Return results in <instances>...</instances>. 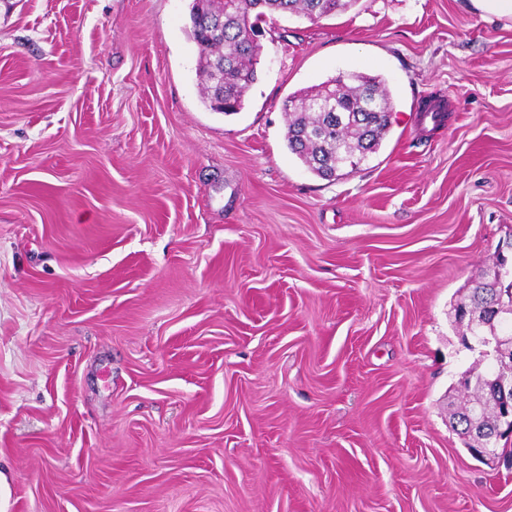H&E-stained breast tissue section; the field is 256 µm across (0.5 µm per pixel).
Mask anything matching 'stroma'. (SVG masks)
I'll use <instances>...</instances> for the list:
<instances>
[{
  "label": "stroma",
  "mask_w": 512,
  "mask_h": 512,
  "mask_svg": "<svg viewBox=\"0 0 512 512\" xmlns=\"http://www.w3.org/2000/svg\"><path fill=\"white\" fill-rule=\"evenodd\" d=\"M191 5L0 0V512H512L449 424L512 259V16L277 19L227 116ZM341 72L392 126L323 179L283 103ZM501 288L483 282L476 284L470 295L469 315L474 319L484 320L485 311L496 304L495 298L501 299Z\"/></svg>",
  "instance_id": "obj_1"
}]
</instances>
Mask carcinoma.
<instances>
[{
  "label": "carcinoma",
  "instance_id": "cac0c4a2",
  "mask_svg": "<svg viewBox=\"0 0 512 512\" xmlns=\"http://www.w3.org/2000/svg\"><path fill=\"white\" fill-rule=\"evenodd\" d=\"M355 0H193L190 36L199 48L198 72L205 83L203 103L214 112L232 115L257 81L260 45L252 29L276 15L327 17ZM287 145L313 174L330 178L353 169L380 147L392 125L393 107L384 81L361 73H340L320 86L289 96ZM502 297L501 288L480 282L470 295L469 315L484 319ZM504 298V297H502ZM501 313L512 315V296ZM472 402L490 400L486 374L473 376Z\"/></svg>",
  "mask_w": 512,
  "mask_h": 512
}]
</instances>
